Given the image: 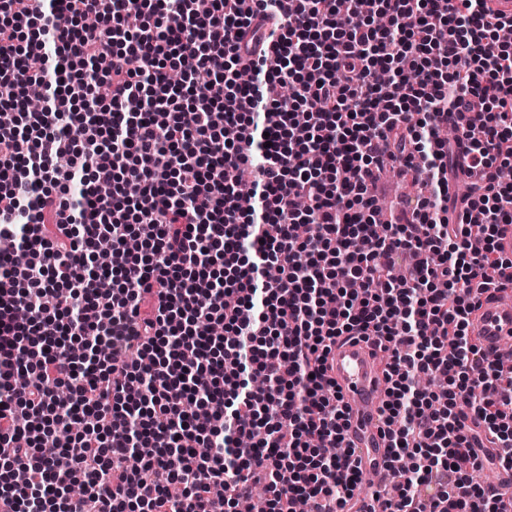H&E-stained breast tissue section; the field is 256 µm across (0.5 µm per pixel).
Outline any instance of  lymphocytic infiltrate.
<instances>
[{
  "label": "lymphocytic infiltrate",
  "mask_w": 512,
  "mask_h": 512,
  "mask_svg": "<svg viewBox=\"0 0 512 512\" xmlns=\"http://www.w3.org/2000/svg\"><path fill=\"white\" fill-rule=\"evenodd\" d=\"M37 2L0 0V503L237 512L260 488L262 512H346L359 475L326 359L355 336L388 357L393 512H512L470 475L512 472V396L472 329L484 286L512 291V44L487 50L512 18L493 0ZM463 166L488 182L459 199ZM389 167L421 181L412 209L372 194Z\"/></svg>",
  "instance_id": "lymphocytic-infiltrate-1"
}]
</instances>
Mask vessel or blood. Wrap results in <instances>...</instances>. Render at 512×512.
<instances>
[{"instance_id":"1","label":"vessel or blood","mask_w":512,"mask_h":512,"mask_svg":"<svg viewBox=\"0 0 512 512\" xmlns=\"http://www.w3.org/2000/svg\"><path fill=\"white\" fill-rule=\"evenodd\" d=\"M475 321V333L482 349L490 355L502 354L505 366L512 357L503 355L505 344L512 343V301L502 300L495 285H487ZM328 374L349 406L345 444L361 476L384 483L388 438L383 430L379 407L385 391L382 364L372 345L360 339L341 337L328 356Z\"/></svg>"}]
</instances>
